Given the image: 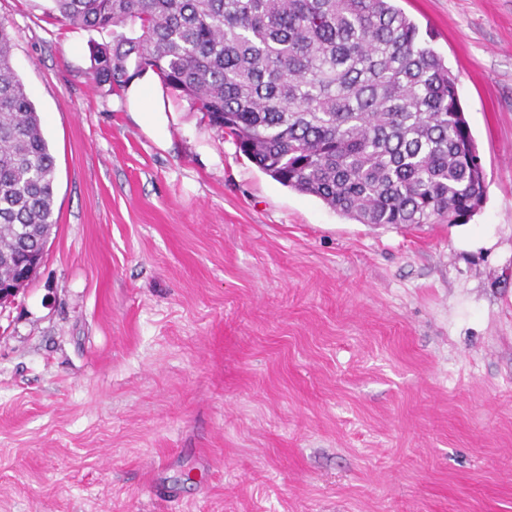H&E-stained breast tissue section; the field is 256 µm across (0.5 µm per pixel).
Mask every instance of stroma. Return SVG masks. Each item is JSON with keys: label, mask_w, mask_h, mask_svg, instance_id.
Wrapping results in <instances>:
<instances>
[{"label": "stroma", "mask_w": 512, "mask_h": 512, "mask_svg": "<svg viewBox=\"0 0 512 512\" xmlns=\"http://www.w3.org/2000/svg\"><path fill=\"white\" fill-rule=\"evenodd\" d=\"M396 5L457 79L465 226L357 223L0 0L57 220L0 308V512H512V0Z\"/></svg>", "instance_id": "35a3bbf8"}]
</instances>
